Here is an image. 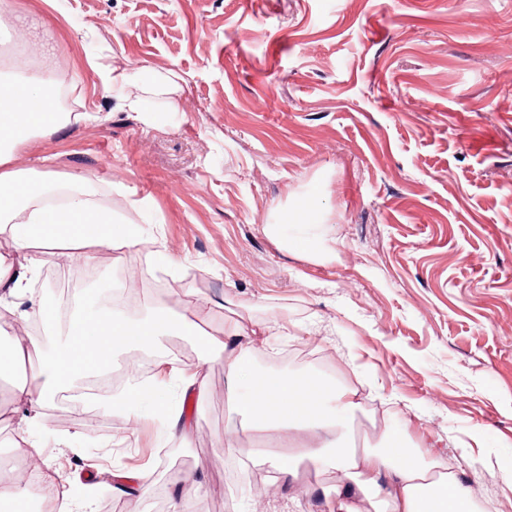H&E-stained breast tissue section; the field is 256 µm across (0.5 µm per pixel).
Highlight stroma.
<instances>
[{
    "label": "stroma",
    "instance_id": "35a3bbf8",
    "mask_svg": "<svg viewBox=\"0 0 512 512\" xmlns=\"http://www.w3.org/2000/svg\"><path fill=\"white\" fill-rule=\"evenodd\" d=\"M20 17L54 35L43 72L94 119L29 137L13 167L63 188L80 179L143 228L137 246L96 252L93 282L68 289L67 315L33 351L108 308L137 263L186 320L196 300L212 309L196 335L107 367L154 358L181 374L177 347L196 349L225 319L283 321L288 335L259 341L258 369L290 352L287 372L309 371L319 355L361 396L349 442L381 446L360 425L374 414L408 421L405 442L450 463L478 512H512V0H7L0 45ZM115 67L145 77L107 87ZM303 198L321 217L307 251L277 224ZM46 281L37 273L0 306V345L50 299ZM205 369L200 399L145 374L151 396L127 414L102 396L44 404L1 389L0 457L37 441L63 512H175L181 499L199 512H329L304 462L267 500L240 487L281 449L252 431L261 463H241L224 440L223 357ZM161 404L191 418L190 443L170 437ZM140 469L146 489H118Z\"/></svg>",
    "mask_w": 512,
    "mask_h": 512
}]
</instances>
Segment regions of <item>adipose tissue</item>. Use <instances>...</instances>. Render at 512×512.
Instances as JSON below:
<instances>
[{"label":"adipose tissue","mask_w":512,"mask_h":512,"mask_svg":"<svg viewBox=\"0 0 512 512\" xmlns=\"http://www.w3.org/2000/svg\"><path fill=\"white\" fill-rule=\"evenodd\" d=\"M90 113L60 111L43 80L0 81V228L15 243V257L0 265V297L19 294L43 265L62 255L93 258L90 246L121 251L136 245L138 225L115 220L97 206L90 190L75 187L58 204L48 202L50 177H23L10 163L15 147L30 135H50L66 125L90 120ZM176 306H156L149 318L132 322L102 312L74 322L67 343L46 354L37 376L42 396L77 376L97 371L105 352L133 345L149 347L178 328ZM204 352L224 358L226 395L239 424L225 434L237 442L240 426L274 431L291 449L269 460L277 481L290 484L298 462L329 474L312 487L330 512H475V497L440 462H421L400 439L403 426L387 428L383 452L348 447L340 433L358 409L357 392L304 372L257 371L254 341L238 322H225L220 335L200 342Z\"/></svg>","instance_id":"obj_1"}]
</instances>
